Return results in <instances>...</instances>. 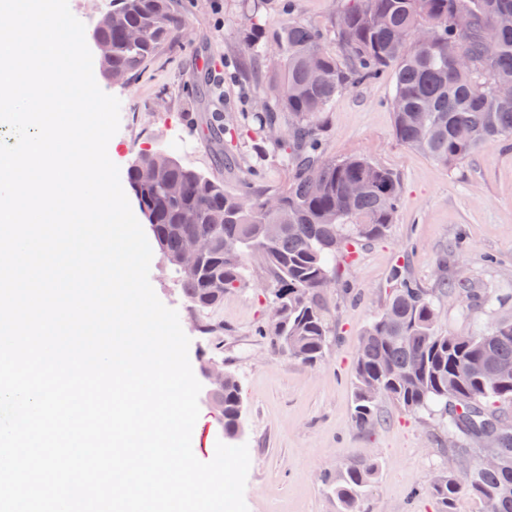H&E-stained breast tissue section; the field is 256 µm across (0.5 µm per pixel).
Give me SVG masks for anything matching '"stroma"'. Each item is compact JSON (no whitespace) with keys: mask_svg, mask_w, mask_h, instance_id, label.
Masks as SVG:
<instances>
[{"mask_svg":"<svg viewBox=\"0 0 512 512\" xmlns=\"http://www.w3.org/2000/svg\"><path fill=\"white\" fill-rule=\"evenodd\" d=\"M182 34L129 85L99 80L105 93L122 100L120 128L108 156L127 170L141 150H158L183 165L224 180L242 191L253 181L279 188L288 170L274 156L251 168H225L227 139L207 128L215 113L260 108L237 75L245 26L240 0H183ZM394 73L339 94L325 114L329 156H360L389 169L398 179L401 203L387 237L359 246L345 273L349 299L330 310L339 338L314 366L274 353L259 329L269 308L260 289L224 296L210 314L211 338H204L194 315L184 311L179 287L160 249H153L149 280L159 300L178 310L190 339L189 360L215 352L237 377L246 406L241 437L250 454L244 491L249 512H336L324 477L347 458L374 459L380 475L363 512H437L428 494L438 466L452 465L448 442L429 420L401 413L382 401L381 423L370 432L352 419L354 348L375 317L399 264L424 286H432L443 252L461 242L454 266L486 288L512 285V140L479 149L453 168L402 145L393 134L390 99ZM496 265H489V258Z\"/></svg>","mask_w":512,"mask_h":512,"instance_id":"35a3bbf8","label":"stroma"}]
</instances>
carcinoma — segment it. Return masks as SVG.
Wrapping results in <instances>:
<instances>
[{
  "label": "carcinoma",
  "instance_id": "carcinoma-1",
  "mask_svg": "<svg viewBox=\"0 0 512 512\" xmlns=\"http://www.w3.org/2000/svg\"><path fill=\"white\" fill-rule=\"evenodd\" d=\"M265 0H243L248 26L243 42L254 59L270 51L277 67L256 81L259 112L215 113L212 129L230 140L259 142L262 155L289 168L278 190L234 191L224 181L182 165L175 157L140 151L127 183L156 243L174 268L185 308L204 333L207 315L224 293L251 285L254 265L277 305L260 334L271 349L304 364L322 360L337 342L326 318L328 293L343 278L336 258H350L363 242L386 235L399 206L396 176L362 157L326 156L323 115L341 91L394 70L391 99L396 139L434 161L456 166L480 146L512 138V0H347L331 20L341 54L329 52L323 33L283 7L279 29L262 28ZM182 0H112L92 39L108 44L101 73L127 84L184 26ZM144 168L154 182L141 180ZM210 241L197 266L175 259L188 236ZM460 311L496 316L476 336L436 328L444 302ZM512 288H479L448 262L425 288L403 267L392 274L378 315L360 333L354 354L353 421L365 431L381 422L380 401L427 417L448 438L454 458L469 471L439 469L428 491L438 512L469 495L482 512H512ZM209 404L214 424L236 431L244 414L241 386L228 371ZM495 432L494 447L481 435ZM376 460L342 462L325 485L336 512H360L378 478Z\"/></svg>",
  "mask_w": 512,
  "mask_h": 512
}]
</instances>
